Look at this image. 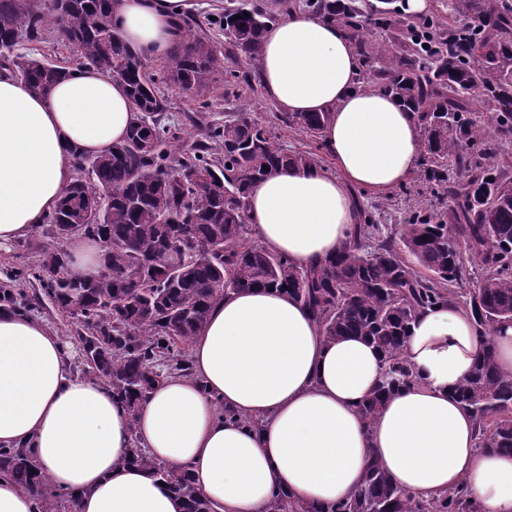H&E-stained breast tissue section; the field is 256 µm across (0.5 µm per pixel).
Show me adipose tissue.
<instances>
[{
	"mask_svg": "<svg viewBox=\"0 0 512 512\" xmlns=\"http://www.w3.org/2000/svg\"><path fill=\"white\" fill-rule=\"evenodd\" d=\"M191 0H114L126 37L167 55ZM259 77L283 112L330 113L323 133L335 170H277L248 198V222L269 252L299 267L332 259L361 220L354 189L403 183L420 156L412 112L360 86L352 45L336 24L291 12L265 29ZM136 114L122 81L71 71L48 96L0 68V246L25 237L58 205L73 151L100 154ZM469 312L423 309L404 346L419 385L388 397L372 423L358 409L382 375L364 338L326 341L285 290L253 288L216 301L192 338L189 371L156 385L136 420L109 387L78 374L42 321L0 309V446L31 449L38 472L69 492L75 512H182L150 472L127 464L133 445L188 470L219 512H266L272 495L330 505L352 495L370 464L413 496L466 486L481 512H512V455L480 447L454 389L481 352ZM234 419H225V411ZM258 421L244 426L243 418Z\"/></svg>",
	"mask_w": 512,
	"mask_h": 512,
	"instance_id": "adipose-tissue-1",
	"label": "adipose tissue"
}]
</instances>
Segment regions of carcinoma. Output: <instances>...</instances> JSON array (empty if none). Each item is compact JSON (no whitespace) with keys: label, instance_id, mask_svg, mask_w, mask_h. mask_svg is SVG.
<instances>
[{"label":"carcinoma","instance_id":"obj_1","mask_svg":"<svg viewBox=\"0 0 512 512\" xmlns=\"http://www.w3.org/2000/svg\"><path fill=\"white\" fill-rule=\"evenodd\" d=\"M113 0H0V61L46 96L69 69L15 52L51 27L82 65L123 81L137 112L126 139L96 155L73 153L75 178L45 219L40 259L16 277L35 279L66 317L78 352V371L110 388L136 422L139 404L167 376L188 371L184 349L206 322L211 305L228 293L281 288L306 304L323 336H361L382 356L376 391L359 406L373 421L394 392L420 379L404 356L410 324L424 308L462 300L484 347L455 390L471 413L484 448L512 454V376L493 362L490 336L512 324V0H451L448 28L430 20H396L385 7L366 11L358 0H304L310 13L339 25L366 68L367 82L398 98L421 132V162L432 187L452 205L404 219L400 245L379 238L374 215L332 260L297 267L255 242L241 245L248 197L268 173L316 164L311 152L288 151L271 126L249 112H228L206 127L187 155L167 149L174 137L163 123L167 99L147 76L143 55L123 39ZM277 15L254 0L210 20L224 31L232 55L223 63L217 43L182 29L169 81L183 93L224 71V82L249 84L259 71L261 35ZM491 112L484 129L478 113ZM330 113H281L286 127L322 138ZM457 177H450V173ZM110 203L94 208L107 192ZM82 224L110 243V273L87 279L73 271L62 228ZM486 270L467 293L460 246ZM207 250L199 259L193 252ZM30 314L36 303L0 287V307ZM128 461L146 468L184 504L185 512H217L185 470L161 466L141 448ZM0 472L36 497L39 512L74 507L70 495L47 489L30 451L0 447ZM267 512H480L461 487L424 500L395 486L371 465L350 497L324 508L276 493Z\"/></svg>","mask_w":512,"mask_h":512}]
</instances>
